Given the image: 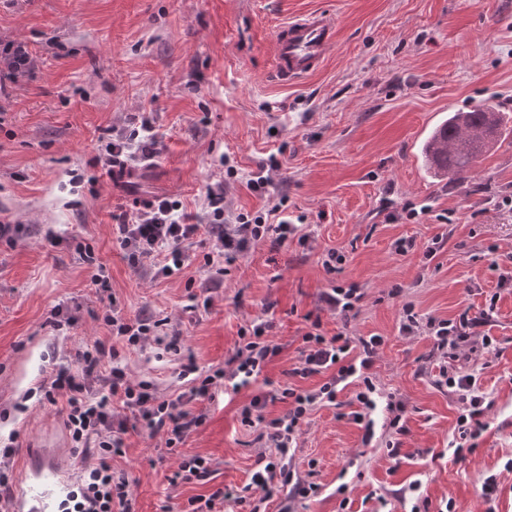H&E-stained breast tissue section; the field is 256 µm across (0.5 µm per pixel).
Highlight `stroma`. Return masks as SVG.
I'll return each instance as SVG.
<instances>
[{"label": "stroma", "instance_id": "obj_1", "mask_svg": "<svg viewBox=\"0 0 512 512\" xmlns=\"http://www.w3.org/2000/svg\"><path fill=\"white\" fill-rule=\"evenodd\" d=\"M339 17L336 45L326 67L297 85L272 76L277 25L313 10ZM0 38L27 44L33 76L0 99V221L15 224L0 241V435L18 432L12 458L14 487L30 490L41 512H59L89 455L74 448L63 404L42 400L40 382L110 331L104 317L148 311L168 318L177 349L148 344L121 350L132 379L156 384L169 396L185 387L183 365L223 366L238 330L273 303L281 354L266 373L282 378L296 362L304 315L322 291L357 284L366 297L355 319L321 312L327 334L384 336L373 371L382 392L408 404L407 433L392 458L382 413L375 435L348 420V393L340 406L321 407L298 436L292 461L301 478L322 493L298 501L296 512H337L334 491L345 486L351 512H408L398 496L409 482L438 512L451 499L457 512H512V289L497 290L499 271L512 272V211L498 209L512 194V137L456 181L435 180L417 155L425 133L450 112L476 105L512 117V0H0ZM149 117L158 152L130 175L112 181L97 157L112 133ZM280 165L265 195L246 186L270 156ZM235 166L227 177L226 165ZM226 181L224 218L268 209L287 199L303 216L314 242L278 251L259 245L232 264L221 287H210L204 248L195 247L177 276L153 279L131 267L117 241L114 214L138 202L168 196L199 215L208 188ZM426 208L419 219L389 223L384 202ZM58 245H49L46 232ZM446 244L422 271L419 253L396 255L401 237ZM90 247L111 276L101 289L78 250ZM336 248L347 261L326 274L320 254ZM401 284L422 316L451 318L479 309L500 291L486 327L496 350L473 357L492 404L474 454L454 457L448 443L459 404L434 379L440 359L427 336L398 333L401 302L388 289ZM211 297L191 309L192 297ZM76 316L54 329L56 307ZM248 391L216 389L207 418L177 453L163 436L132 430L126 453L114 458L127 471L136 512H175L187 500L221 485L236 492L253 468L258 448L240 426L237 410ZM59 479H27V454L47 434ZM213 464L211 485L171 484L180 457ZM496 475L492 503L482 482Z\"/></svg>", "mask_w": 512, "mask_h": 512}]
</instances>
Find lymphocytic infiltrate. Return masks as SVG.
<instances>
[{
	"label": "lymphocytic infiltrate",
	"instance_id": "1",
	"mask_svg": "<svg viewBox=\"0 0 512 512\" xmlns=\"http://www.w3.org/2000/svg\"><path fill=\"white\" fill-rule=\"evenodd\" d=\"M157 144L151 125L144 119L138 127L119 131L110 139L97 163L117 180L130 164L151 159ZM205 219L214 242L204 259L209 279L216 286L223 283L228 265L256 245L276 250L291 241L305 248L312 243L311 234L292 219L283 202L253 215L238 214L235 223H225L224 186L220 183L207 190ZM199 230L182 203L169 197L143 202L135 212L122 214L117 226L118 241L130 265L150 270L157 279L182 273ZM497 286L480 311L466 309L452 318L424 319L413 302L401 306L400 335H427L433 355L447 361L436 385L457 395L461 403L455 425L459 441L454 454L458 457L476 451L490 404L478 392L476 375L461 373L455 363L478 351L494 350L496 340L485 327L497 309L499 290L512 288V275L499 274ZM304 321L299 356L285 381L271 382L269 390L252 395L238 411L241 425L256 429L264 445L256 455L248 483L232 496L248 512H267L268 502L276 494L282 497L283 512H291L296 500L319 495V484L292 471L289 454L314 409L335 405L345 389L353 391L354 409L349 418L365 433L373 431L372 414L381 397L386 400L390 428L399 435L406 432V401L392 393L381 394L372 373L383 337H355L343 331L326 335L320 314L312 311L305 314ZM105 322L111 341L96 340L79 352L78 369L60 367L40 384L47 402L53 404L58 397H65L66 425L76 446L96 450L95 461L83 468L77 490L62 501V512H134L131 479L127 472L112 467L113 457L124 452L130 423L140 424L152 436L164 434L166 448L175 451L203 423L206 414L202 404L213 388L222 385L237 392L249 387L282 350L273 333L274 321L254 320L240 328L238 345L222 367L200 373L195 365H188L192 374L188 388L176 397L163 398L156 394L152 382L131 379L116 363L120 348L137 349L150 342L161 320L147 313L127 318L115 311L106 315ZM314 377L320 380L315 388L298 387V380ZM96 385L105 393L94 398L90 392ZM275 403L283 404V412L268 415V406Z\"/></svg>",
	"mask_w": 512,
	"mask_h": 512
}]
</instances>
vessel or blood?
<instances>
[{"label": "vessel or blood", "mask_w": 512, "mask_h": 512, "mask_svg": "<svg viewBox=\"0 0 512 512\" xmlns=\"http://www.w3.org/2000/svg\"><path fill=\"white\" fill-rule=\"evenodd\" d=\"M338 19L319 10L289 18L275 31L273 74L281 85L296 84L320 71L336 45Z\"/></svg>", "instance_id": "b4317fda"}]
</instances>
